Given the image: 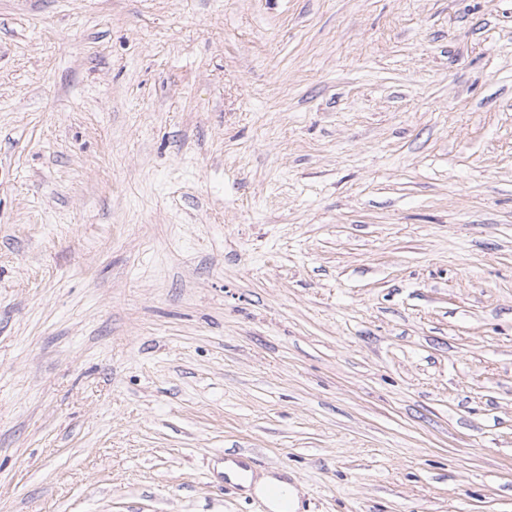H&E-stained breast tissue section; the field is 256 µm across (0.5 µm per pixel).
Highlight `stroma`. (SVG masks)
I'll list each match as a JSON object with an SVG mask.
<instances>
[{
	"label": "stroma",
	"instance_id": "1",
	"mask_svg": "<svg viewBox=\"0 0 512 512\" xmlns=\"http://www.w3.org/2000/svg\"><path fill=\"white\" fill-rule=\"evenodd\" d=\"M512 512V0H0V512ZM277 483L288 484L284 480L266 475L259 478L254 484L248 481L244 486L248 490L253 484V492L257 495H261L260 505L262 511L259 512H297L296 510L299 509V501L290 493L288 487L272 486L266 489L267 486ZM264 490L265 492L262 493Z\"/></svg>",
	"mask_w": 512,
	"mask_h": 512
}]
</instances>
